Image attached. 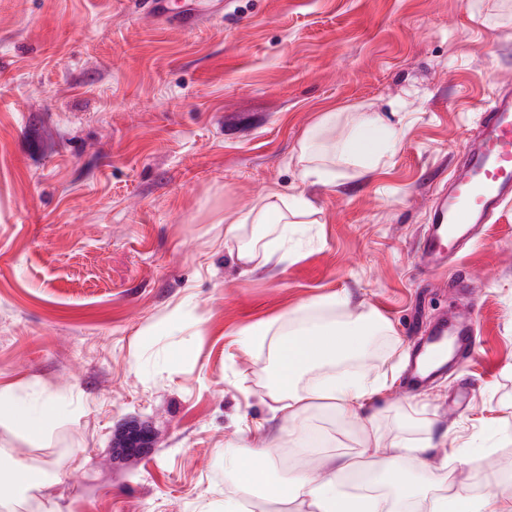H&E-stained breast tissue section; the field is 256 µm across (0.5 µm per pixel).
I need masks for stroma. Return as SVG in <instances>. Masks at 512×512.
I'll use <instances>...</instances> for the list:
<instances>
[{"instance_id": "35a3bbf8", "label": "stroma", "mask_w": 512, "mask_h": 512, "mask_svg": "<svg viewBox=\"0 0 512 512\" xmlns=\"http://www.w3.org/2000/svg\"><path fill=\"white\" fill-rule=\"evenodd\" d=\"M195 5L184 31L140 0H0V387L59 408L37 443L0 426V456L54 475L11 512H308L242 499L232 461L267 444L277 333L372 315L387 327L364 354L324 369L386 376L380 413L313 410L334 442L281 457L270 481L320 477L366 422L386 445L439 437L413 482L454 472L462 501L512 484V204L455 261L478 286L473 358L422 391L403 380L451 306L447 274L422 276L414 251L481 108L512 84V0ZM329 107L337 136L376 112L399 140L372 170L306 182L298 144ZM273 191L310 197L314 221L281 262L244 270L224 222ZM131 426L152 434L132 456Z\"/></svg>"}]
</instances>
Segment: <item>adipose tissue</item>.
Wrapping results in <instances>:
<instances>
[{"label": "adipose tissue", "mask_w": 512, "mask_h": 512, "mask_svg": "<svg viewBox=\"0 0 512 512\" xmlns=\"http://www.w3.org/2000/svg\"><path fill=\"white\" fill-rule=\"evenodd\" d=\"M337 113L329 109L301 140L299 161H302L304 179L329 185L340 164H358L368 170L377 154L390 151L398 141V133L381 115L362 114L356 125L341 139L335 138ZM313 202L305 194L289 198L270 192L249 211L239 214L224 229L225 236L239 240L249 224L275 227L278 237L257 243H240L237 258L242 264H251L256 257L271 259L288 238V227L303 223L314 214ZM365 330L358 324L336 327L312 325L296 332L283 334L275 351L279 365L278 375L285 393L279 397L275 409L280 423L264 448H246L234 460L239 491L251 495L254 489L265 487L269 497H288L307 504L311 512H399V500L389 496L348 497L342 491L343 477L361 468H369L378 484L393 489H406L417 512H512V490L497 489L470 499L465 508H458L454 495L428 493L411 489L410 466H425L434 448L433 437L400 441L382 447L379 437L365 440L359 454L331 456L320 479L298 474L287 484L267 480V468L278 460L285 444L302 440L304 421L315 406L325 407L338 419L357 416L360 409L378 399L384 383H366L350 374H325L303 391H290L296 375L320 364L346 356L360 355L365 348ZM58 414L53 403L36 406L28 404L13 387H0V425L7 426L38 442L43 439Z\"/></svg>", "instance_id": "1"}]
</instances>
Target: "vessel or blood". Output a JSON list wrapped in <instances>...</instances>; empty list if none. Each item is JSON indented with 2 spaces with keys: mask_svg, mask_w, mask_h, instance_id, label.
I'll return each instance as SVG.
<instances>
[{
  "mask_svg": "<svg viewBox=\"0 0 512 512\" xmlns=\"http://www.w3.org/2000/svg\"><path fill=\"white\" fill-rule=\"evenodd\" d=\"M512 202V88L503 87L482 109L481 118L459 164L431 208L416 261L427 273L447 270L448 259L470 240L473 227L487 223ZM470 322L439 324L425 331L411 350L410 382L426 387L430 376L419 361L434 365L445 358L462 363L473 351Z\"/></svg>",
  "mask_w": 512,
  "mask_h": 512,
  "instance_id": "1",
  "label": "vessel or blood"
}]
</instances>
